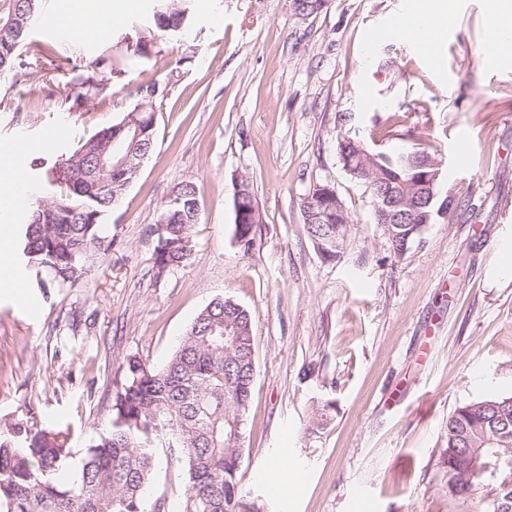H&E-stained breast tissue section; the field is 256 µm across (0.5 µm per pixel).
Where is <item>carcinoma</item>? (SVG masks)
<instances>
[{
	"instance_id": "cac0c4a2",
	"label": "carcinoma",
	"mask_w": 512,
	"mask_h": 512,
	"mask_svg": "<svg viewBox=\"0 0 512 512\" xmlns=\"http://www.w3.org/2000/svg\"><path fill=\"white\" fill-rule=\"evenodd\" d=\"M188 0H159L153 14L163 32L184 27ZM38 0H0V19L13 22L10 35H0V73L17 66L18 49L25 40ZM122 75L108 56L84 66L75 104L85 96L108 91L112 75ZM170 83L151 81L136 87V104L108 127L86 139L68 156L46 170L54 186L52 199L36 206L23 229V256L44 270L48 280L40 287L72 285L84 277L90 262L112 251V240L102 225L112 215V196H121L132 174L95 172L105 134L130 120L148 130L136 142H127L134 156L146 158L156 135L154 104L169 92ZM363 143L348 133L337 136V153L343 167H358L355 147ZM431 154L414 147L376 156L375 175L365 171L353 178L365 185L371 203L380 201L377 180L397 188L409 181L414 169ZM182 204L166 201L161 213L168 223L155 228V264L159 270L178 268L188 260L193 224L185 203L200 201V189L185 181L173 189ZM405 195L412 205L431 213L435 221L445 204L438 187L423 190L413 185ZM239 208L257 211L248 180L234 190ZM303 209L311 216L306 230L313 242L325 247L323 259L334 261L343 250L350 217L326 213L315 193ZM238 332L237 344L224 349V323ZM253 317L237 311L228 297L211 301L195 317L164 366L151 367L134 354L123 362V377L112 399L109 426L97 433L77 461V479L70 485L57 481V473L73 459L70 431L40 426L36 417L0 423V512H148L145 492L152 483L158 452L181 471L182 488L177 512H253L242 495L240 467L242 444L232 436L230 422H240L244 434L246 413L254 381ZM464 448H485L512 460V395L472 402L448 416V497L477 501L480 512H498L506 497L502 485L512 467L496 476L472 479L463 467Z\"/></svg>"
}]
</instances>
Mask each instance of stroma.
I'll return each instance as SVG.
<instances>
[{"label":"stroma","instance_id":"stroma-1","mask_svg":"<svg viewBox=\"0 0 512 512\" xmlns=\"http://www.w3.org/2000/svg\"><path fill=\"white\" fill-rule=\"evenodd\" d=\"M405 0H327L301 18L292 0H192L188 25L158 31L155 0H39L19 59L0 77V152L29 147L34 197L51 194L39 159L71 152L166 81L156 144L112 210L106 258L72 286L40 288L10 229L0 254V420L34 414L85 448L111 415L120 366H162L194 317L230 297L253 315L255 376L240 472L256 512H471L448 497L449 414L512 394V51L484 59L488 0H452L441 38L396 32ZM76 14L101 36L74 42L43 16ZM147 49H128L125 34ZM113 55L108 94L74 104L77 71ZM374 152L414 144L441 162L456 204L404 254L376 224L365 186L336 151L337 118ZM248 178L256 242L234 238L233 183ZM201 188L194 250L158 271L154 233L172 188ZM317 183L334 185L351 224L340 258L321 259L302 221ZM334 403L325 429L313 409ZM304 482L277 483L280 458Z\"/></svg>","mask_w":512,"mask_h":512}]
</instances>
